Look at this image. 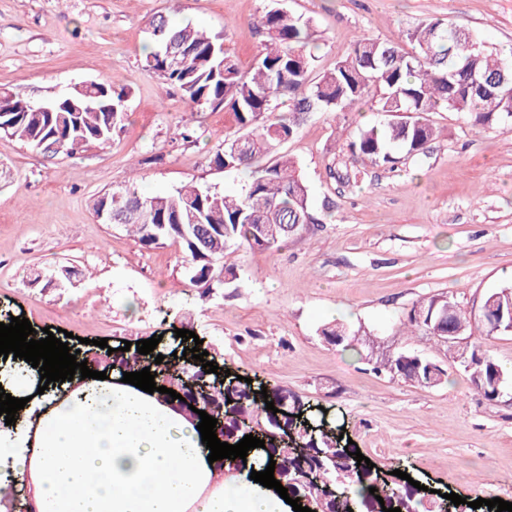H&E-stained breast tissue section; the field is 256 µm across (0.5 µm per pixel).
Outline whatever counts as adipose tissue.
I'll use <instances>...</instances> for the list:
<instances>
[{"label":"adipose tissue","mask_w":512,"mask_h":512,"mask_svg":"<svg viewBox=\"0 0 512 512\" xmlns=\"http://www.w3.org/2000/svg\"><path fill=\"white\" fill-rule=\"evenodd\" d=\"M26 367L12 380L24 427L0 431V488L26 487L37 512H288L247 474L225 479L196 422L120 380L50 383ZM66 392L54 402L57 392Z\"/></svg>","instance_id":"obj_1"}]
</instances>
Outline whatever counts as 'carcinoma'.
<instances>
[{"label":"carcinoma","mask_w":512,"mask_h":512,"mask_svg":"<svg viewBox=\"0 0 512 512\" xmlns=\"http://www.w3.org/2000/svg\"><path fill=\"white\" fill-rule=\"evenodd\" d=\"M148 26L157 45L147 67L176 87L191 104H224L236 118L239 133L224 139L213 155L219 169H249L252 181L242 193L202 190L184 185L171 192L147 196L127 187L112 207L113 223L122 224L145 247L171 242L181 249L187 273L212 266V275L224 277L216 288L238 287L237 267L224 262L227 248L239 243L270 252L291 238L287 224L297 225L298 235L309 224L322 222L311 210L309 187L300 163L280 152V146L298 131L303 119L314 112H346L369 101L383 120L362 127L347 141L354 163L399 169L408 158L424 152L441 135L427 115L441 110L464 112L474 127L512 123V54H495L472 31L455 27L441 18L419 23L406 33L412 51L373 38L358 40L336 67L310 79L319 48L311 20H302L282 8L267 11L259 20L267 35L265 52L249 72L241 71L223 49L221 33L172 25L163 15L153 16ZM286 97L288 113L274 114L272 101ZM126 93L108 82H92L42 103L34 104L9 94L0 95V110L10 113V126L0 133L49 152L57 144L74 154L88 147H104L112 141L125 110ZM497 307L512 306V287L489 291L485 299ZM420 301L413 310L434 311V321L465 335L470 320L457 302L444 297ZM320 335L336 346L354 348L355 335L338 322L320 328ZM194 340L173 336L159 342L154 352L122 354L121 370L140 371L155 366L167 383H183L190 362L184 348ZM177 356H172V353ZM162 363H155L157 355ZM469 379L486 399L495 389L512 388V367L486 356L472 360ZM405 380L432 388L444 383L446 371L432 374L412 364L393 360L387 365ZM209 398L228 402V390L236 388L237 404L224 408V425L239 419L267 416L266 403L252 387L235 377H210ZM296 420L292 441L275 455L276 466L292 476L309 477L308 494L321 502L325 482L336 488L330 512H348L351 502L372 498L369 471L357 466L339 435L321 428L324 412L304 410Z\"/></svg>","instance_id":"obj_1"}]
</instances>
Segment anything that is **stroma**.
Listing matches in <instances>:
<instances>
[{
  "label": "stroma",
  "instance_id": "1",
  "mask_svg": "<svg viewBox=\"0 0 512 512\" xmlns=\"http://www.w3.org/2000/svg\"><path fill=\"white\" fill-rule=\"evenodd\" d=\"M281 7L312 20L318 75L359 38L400 44L429 17L512 52V0H0V91L39 103L107 81L128 106L104 149L45 154L0 135V306L35 330L112 345L195 332L226 368L326 406L381 471L402 462L433 489L512 501V395L486 399L446 343L405 324L420 300L449 297L472 315L464 347L512 365V332L486 335L480 313L489 291L512 284V132L434 112L442 134L425 154L352 179L342 134L378 114L367 103L312 114L281 150L299 161L312 208L329 202L331 213L274 253L231 246L226 261L243 285L207 297L190 286L178 245L143 247L90 208L130 184L146 195L244 188L248 171L212 162L238 129L232 111L187 104L148 70V21L163 14L223 34L247 72L266 43L258 20ZM60 266L84 270L77 287L31 285L34 270ZM332 320L356 332L354 349L323 342ZM402 352L439 363L445 383L421 387L381 370Z\"/></svg>",
  "mask_w": 512,
  "mask_h": 512
}]
</instances>
